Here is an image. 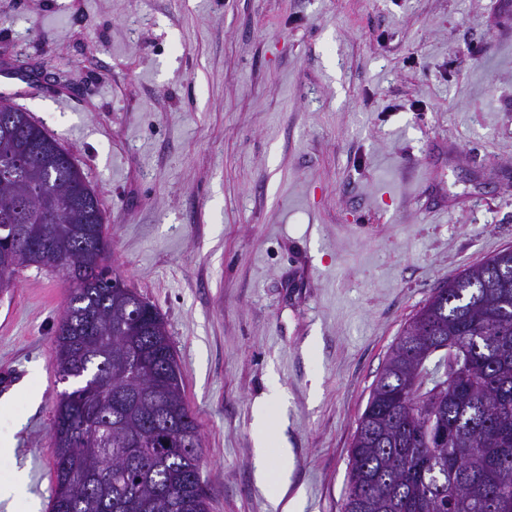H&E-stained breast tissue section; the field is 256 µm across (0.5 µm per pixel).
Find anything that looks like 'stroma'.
<instances>
[{"label": "stroma", "mask_w": 512, "mask_h": 512, "mask_svg": "<svg viewBox=\"0 0 512 512\" xmlns=\"http://www.w3.org/2000/svg\"><path fill=\"white\" fill-rule=\"evenodd\" d=\"M0 93L71 154L163 313L210 512H343L357 421L436 288L512 247V0H0ZM60 273L0 296V512H50ZM264 411L265 406L260 407L259 422L255 435L256 448H259L262 453L258 468V478L263 484L270 481L273 477L276 478L278 495L274 499V506L277 507L284 501L288 493V479L285 476V469L280 465H274L266 452V448L270 447L271 437Z\"/></svg>", "instance_id": "stroma-1"}]
</instances>
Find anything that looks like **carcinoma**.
Wrapping results in <instances>:
<instances>
[{
    "instance_id": "1",
    "label": "carcinoma",
    "mask_w": 512,
    "mask_h": 512,
    "mask_svg": "<svg viewBox=\"0 0 512 512\" xmlns=\"http://www.w3.org/2000/svg\"><path fill=\"white\" fill-rule=\"evenodd\" d=\"M13 136L0 158V216L24 235L0 291L21 268L69 285L54 366L77 381L55 404L50 512H209L201 437L159 308L105 263L99 198L68 153L29 113L0 99ZM46 186L34 194V184ZM512 248L432 293L404 327L373 384L350 450L344 512H512ZM457 347L455 386L410 359L437 337ZM432 387H427V384Z\"/></svg>"
}]
</instances>
